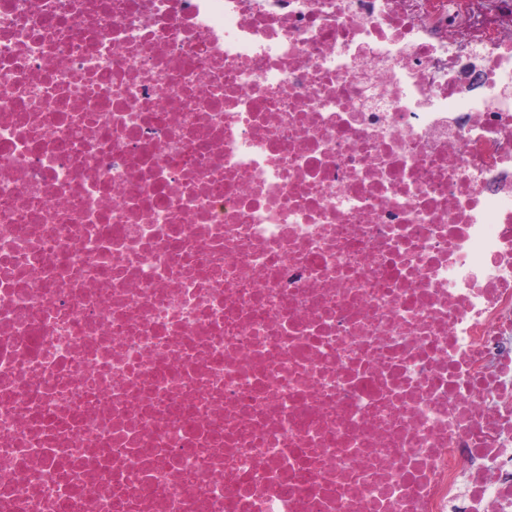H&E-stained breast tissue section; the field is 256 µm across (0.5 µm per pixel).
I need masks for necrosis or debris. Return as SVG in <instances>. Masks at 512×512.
<instances>
[{
  "mask_svg": "<svg viewBox=\"0 0 512 512\" xmlns=\"http://www.w3.org/2000/svg\"><path fill=\"white\" fill-rule=\"evenodd\" d=\"M0 512H512V0H0Z\"/></svg>",
  "mask_w": 512,
  "mask_h": 512,
  "instance_id": "4bbe7bcc",
  "label": "necrosis or debris"
}]
</instances>
